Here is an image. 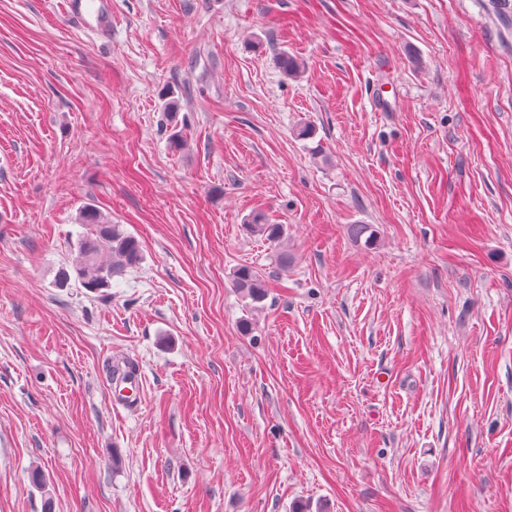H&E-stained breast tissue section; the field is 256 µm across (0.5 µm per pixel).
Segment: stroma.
<instances>
[{"instance_id":"1","label":"stroma","mask_w":512,"mask_h":512,"mask_svg":"<svg viewBox=\"0 0 512 512\" xmlns=\"http://www.w3.org/2000/svg\"><path fill=\"white\" fill-rule=\"evenodd\" d=\"M96 6L0 0V512H512V19ZM88 206L142 253L95 292ZM244 225L250 234L264 237L270 242L279 241L285 234L282 224L269 223L266 215L262 212L254 213ZM235 286L253 302H261L266 296L265 280L252 268L242 266L233 272ZM142 390V377L134 373L127 380L115 383L112 401L127 409H136L141 403Z\"/></svg>"}]
</instances>
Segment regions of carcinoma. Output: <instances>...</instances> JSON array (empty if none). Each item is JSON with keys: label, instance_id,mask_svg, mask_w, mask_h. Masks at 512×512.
<instances>
[{"label": "carcinoma", "instance_id": "obj_1", "mask_svg": "<svg viewBox=\"0 0 512 512\" xmlns=\"http://www.w3.org/2000/svg\"><path fill=\"white\" fill-rule=\"evenodd\" d=\"M278 64L287 77L297 76L302 63L295 57L283 53ZM82 222L96 228V237L86 239L79 245V264L75 266L77 278L83 287L96 291L108 285L113 276L132 267L141 259L140 245L137 239L125 233L118 224H105L94 209H84ZM248 232L270 242L279 241L285 234L281 224L268 222L262 212L254 213L245 224ZM235 286L254 302L262 301L266 296L265 280L252 268L242 266L233 272Z\"/></svg>", "mask_w": 512, "mask_h": 512}]
</instances>
